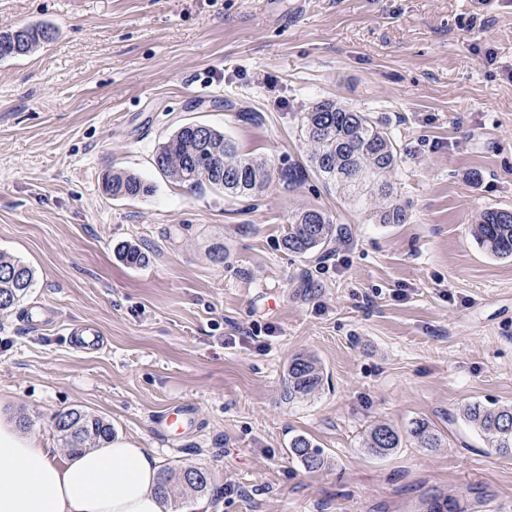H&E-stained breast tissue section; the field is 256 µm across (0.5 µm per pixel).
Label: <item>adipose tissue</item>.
<instances>
[{
    "label": "adipose tissue",
    "instance_id": "adipose-tissue-1",
    "mask_svg": "<svg viewBox=\"0 0 512 512\" xmlns=\"http://www.w3.org/2000/svg\"><path fill=\"white\" fill-rule=\"evenodd\" d=\"M159 461L125 440L59 458L0 414V512H172Z\"/></svg>",
    "mask_w": 512,
    "mask_h": 512
}]
</instances>
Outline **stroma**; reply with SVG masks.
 I'll return each instance as SVG.
<instances>
[{
  "label": "stroma",
  "mask_w": 512,
  "mask_h": 512,
  "mask_svg": "<svg viewBox=\"0 0 512 512\" xmlns=\"http://www.w3.org/2000/svg\"><path fill=\"white\" fill-rule=\"evenodd\" d=\"M20 24L54 37L0 59V253L34 270L28 296L0 311L1 412L29 417L62 458L52 418L78 408L161 468L205 470L212 494L173 497L175 512L512 507V456L465 417L512 404V260L471 235L480 212L512 209V0H0V30ZM325 99L389 128L408 223H377L313 175L232 200L153 164L189 122L272 168L305 164L301 118ZM112 170L153 193L107 196ZM311 205L348 228L325 258L281 246ZM124 241L145 265L117 259ZM80 325L101 349L74 347ZM298 354L325 384L291 401ZM178 403L194 425L157 436L154 416ZM416 419L441 447L364 451L376 423ZM298 434L328 467L292 458Z\"/></svg>",
  "instance_id": "obj_1"
}]
</instances>
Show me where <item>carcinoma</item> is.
I'll use <instances>...</instances> for the list:
<instances>
[{"label":"carcinoma","instance_id":"carcinoma-1","mask_svg":"<svg viewBox=\"0 0 512 512\" xmlns=\"http://www.w3.org/2000/svg\"><path fill=\"white\" fill-rule=\"evenodd\" d=\"M48 26L21 25L0 31V59L9 57L4 49L19 47L25 56L53 39ZM301 130L310 147L309 167L290 165L278 172V180L288 187L302 182L313 171L327 185L351 197L368 196L375 201L374 215L380 224H405L408 209L394 191L390 175L399 160V147L391 132L372 121L367 113L325 99L313 103L304 113ZM153 162L175 183L198 187L205 183L224 189V195L252 197L263 191L272 179L267 163L238 154L223 131L211 126L187 123L158 147ZM104 191L114 199H135L153 193V186L139 176L117 171L106 174ZM472 233L489 254L512 258V209L493 208L479 215ZM347 234L344 225L318 207L303 209L289 221L283 246L305 256L326 254L331 245ZM118 258L137 267L146 263L147 254L133 243L116 247ZM34 282L33 270L23 262L0 254V311L15 307ZM323 381L319 362L309 355H297L288 363L284 385L288 399L302 398L318 390ZM467 420L486 437L488 447L498 454L512 455V405L489 407L474 403L466 410ZM54 428L64 448L75 453L94 448L112 438V424L79 409H62L53 417ZM419 448H439L441 436L423 420H415L400 431L387 424L373 426L364 436L362 447L383 457L401 447L403 438ZM290 453L310 471L328 466V458L310 439L296 435L289 442ZM186 495L205 496L210 492L208 475L196 467L169 469L159 474L157 491L168 498L175 488Z\"/></svg>","mask_w":512,"mask_h":512}]
</instances>
